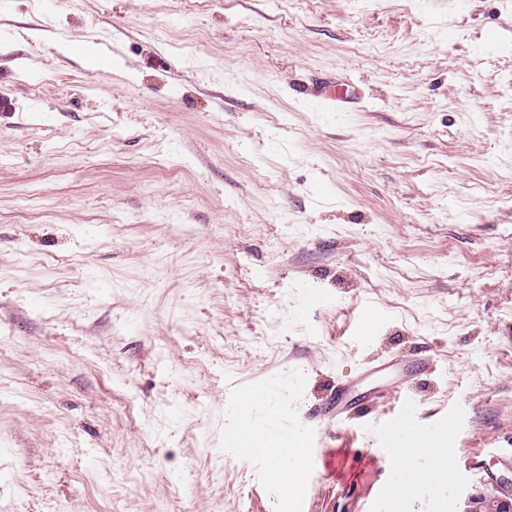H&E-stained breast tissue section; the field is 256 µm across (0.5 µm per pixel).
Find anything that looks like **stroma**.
<instances>
[{"label":"stroma","mask_w":512,"mask_h":512,"mask_svg":"<svg viewBox=\"0 0 512 512\" xmlns=\"http://www.w3.org/2000/svg\"><path fill=\"white\" fill-rule=\"evenodd\" d=\"M419 353L378 414L450 420L456 479L400 512H462L512 462V0L0 7V512H273L225 406L293 384L278 431ZM393 462L305 512H365ZM310 98L314 106L328 112H346L348 104L353 103L348 95H340L336 92V82L324 80L311 89Z\"/></svg>","instance_id":"35a3bbf8"}]
</instances>
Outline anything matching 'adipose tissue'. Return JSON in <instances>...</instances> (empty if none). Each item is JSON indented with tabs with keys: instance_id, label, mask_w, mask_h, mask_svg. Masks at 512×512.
<instances>
[{
	"instance_id": "obj_1",
	"label": "adipose tissue",
	"mask_w": 512,
	"mask_h": 512,
	"mask_svg": "<svg viewBox=\"0 0 512 512\" xmlns=\"http://www.w3.org/2000/svg\"><path fill=\"white\" fill-rule=\"evenodd\" d=\"M292 399L289 389L265 388L250 391L240 402L224 410V429L241 436L246 444L263 448L272 470V481L279 489L293 488L300 472L304 451L287 446L277 435L258 431L257 414L265 412L275 420L280 409ZM448 436L429 438L425 433L406 426L391 438V450L398 472V489L394 499L384 502L380 512H395L397 501L414 500V490L441 484L455 460L447 451Z\"/></svg>"
}]
</instances>
